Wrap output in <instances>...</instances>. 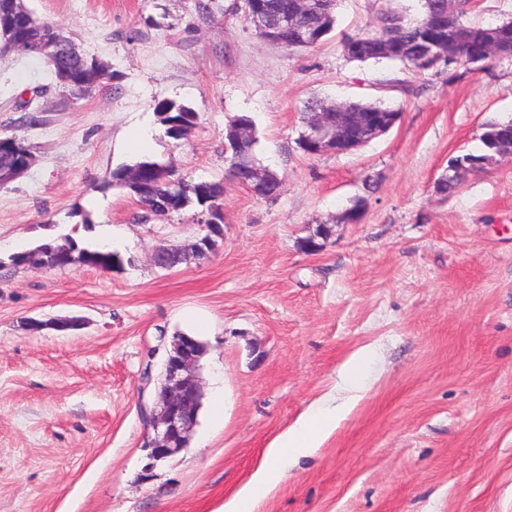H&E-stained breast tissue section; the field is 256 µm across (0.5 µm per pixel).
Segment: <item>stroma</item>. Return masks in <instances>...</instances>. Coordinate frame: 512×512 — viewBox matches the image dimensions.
<instances>
[{
	"mask_svg": "<svg viewBox=\"0 0 512 512\" xmlns=\"http://www.w3.org/2000/svg\"><path fill=\"white\" fill-rule=\"evenodd\" d=\"M207 3L24 0L110 72L81 97L42 59L0 54V135L35 156L0 185V258L50 235L93 248L111 228L123 259L0 281V512H220L271 444L348 398L354 364V405L253 512H512V156L437 189L450 159L483 153L488 124L512 120V59L418 73L345 56L346 36L385 11L417 19L420 0H339L335 30L303 49L259 37L242 0ZM162 99L198 113L186 138L166 136ZM313 99L401 118L352 153L311 155L299 136ZM236 115L283 181L277 199L227 176ZM144 158L223 181L209 261L153 265L159 245L195 241L202 215L132 222L134 201L108 176ZM357 198L360 221L337 223ZM323 223L324 249H300ZM71 317L81 329L28 327ZM179 332L207 347L202 407L188 448L149 471L145 414Z\"/></svg>",
	"mask_w": 512,
	"mask_h": 512,
	"instance_id": "stroma-1",
	"label": "stroma"
}]
</instances>
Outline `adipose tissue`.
<instances>
[{
	"mask_svg": "<svg viewBox=\"0 0 512 512\" xmlns=\"http://www.w3.org/2000/svg\"><path fill=\"white\" fill-rule=\"evenodd\" d=\"M344 405L317 407L298 425L281 436L268 450L265 461L250 479L224 504V512H252L255 502L300 456L316 447L318 441L344 412Z\"/></svg>",
	"mask_w": 512,
	"mask_h": 512,
	"instance_id": "1",
	"label": "adipose tissue"
}]
</instances>
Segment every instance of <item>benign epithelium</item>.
Here are the masks:
<instances>
[{
  "label": "benign epithelium",
  "instance_id": "7a95c632",
  "mask_svg": "<svg viewBox=\"0 0 512 512\" xmlns=\"http://www.w3.org/2000/svg\"><path fill=\"white\" fill-rule=\"evenodd\" d=\"M312 10V0H293L288 12L279 15L274 25L268 24L267 14L259 9L246 11V20L260 37L280 44L282 40L279 31L296 28L300 19ZM463 38V32L451 21L446 28L440 26L427 30L425 44L432 65L449 62L453 58L456 44ZM399 47L396 36L381 35L361 42L355 46V51L364 56H384L392 54ZM498 47L497 34L488 33L484 39V49L470 59L469 66L481 68L485 55L497 52ZM397 122L398 119L387 112H361L346 105L334 104L309 114L300 140L304 145L316 148L319 154H350L372 138L386 134ZM252 135L253 127L249 120H235L225 135L224 157L234 161L232 150L249 141ZM485 166L484 162L462 158L449 166L452 171L450 178L458 180L461 174ZM269 180L270 174L266 167L257 164L251 166L248 181L253 188L261 190ZM330 235L329 225L317 224L309 228V234L302 239L301 246L309 252H318ZM218 250L219 245L211 237L201 235L188 248L170 244L157 247L152 260L157 267L163 266L160 262L162 255L187 264H200L209 260ZM204 354V346L188 335L174 336L170 344L164 347V386L155 405L146 415L144 448L147 451V471L153 470L188 445L190 433L197 421V406L202 397L196 368Z\"/></svg>",
  "mask_w": 512,
  "mask_h": 512
}]
</instances>
